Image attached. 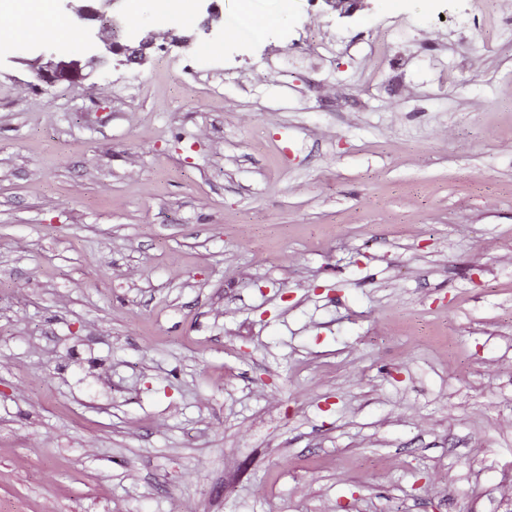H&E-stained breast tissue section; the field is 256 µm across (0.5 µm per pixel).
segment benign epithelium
Here are the masks:
<instances>
[{"mask_svg": "<svg viewBox=\"0 0 512 512\" xmlns=\"http://www.w3.org/2000/svg\"><path fill=\"white\" fill-rule=\"evenodd\" d=\"M61 15L76 16L87 23V38L90 55L85 60L78 58H61L54 53L42 54L37 59L34 69L35 79L44 84L57 82H74L85 78L83 70H96L112 62V59L123 57L127 63H141L147 56L156 40L152 31L134 35L132 41L118 40V34L125 31L120 22L119 4L123 0H59ZM224 16L220 7L212 3L206 9V16L200 29L210 34L221 29Z\"/></svg>", "mask_w": 512, "mask_h": 512, "instance_id": "benign-epithelium-1", "label": "benign epithelium"}]
</instances>
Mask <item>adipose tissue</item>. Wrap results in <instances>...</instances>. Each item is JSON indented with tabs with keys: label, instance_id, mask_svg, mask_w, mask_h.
<instances>
[{
	"label": "adipose tissue",
	"instance_id": "adipose-tissue-1",
	"mask_svg": "<svg viewBox=\"0 0 512 512\" xmlns=\"http://www.w3.org/2000/svg\"><path fill=\"white\" fill-rule=\"evenodd\" d=\"M2 14L9 18L10 24L0 27V41L50 40L65 44L75 37L74 28L57 12L55 0H0Z\"/></svg>",
	"mask_w": 512,
	"mask_h": 512
}]
</instances>
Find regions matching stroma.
<instances>
[{
	"instance_id": "1",
	"label": "stroma",
	"mask_w": 512,
	"mask_h": 512,
	"mask_svg": "<svg viewBox=\"0 0 512 512\" xmlns=\"http://www.w3.org/2000/svg\"><path fill=\"white\" fill-rule=\"evenodd\" d=\"M253 7L73 83L0 46V499L512 512V8Z\"/></svg>"
}]
</instances>
